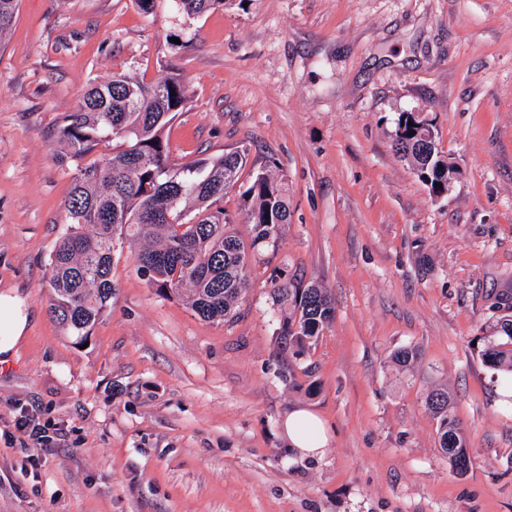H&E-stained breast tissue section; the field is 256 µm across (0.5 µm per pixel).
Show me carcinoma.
<instances>
[{
  "label": "carcinoma",
  "instance_id": "1",
  "mask_svg": "<svg viewBox=\"0 0 512 512\" xmlns=\"http://www.w3.org/2000/svg\"><path fill=\"white\" fill-rule=\"evenodd\" d=\"M232 2L175 0L188 15ZM18 5L19 0H0V36L12 26ZM187 102L176 74L146 83L120 73L88 88L76 111L64 117L59 139L77 172L64 202L67 231L50 257L49 310L68 335H89L112 307L115 237L141 243L138 272L158 293L183 295L200 318L228 322L250 286V254L276 243L289 223L288 181L274 161L251 173L231 213L224 209V195L239 182L248 148L180 164L171 159L163 130ZM392 141L433 195L448 192V175L456 169L434 148L431 121L399 113ZM103 142L112 144V153L80 164ZM241 216L252 226L248 241L233 229ZM271 295L284 311V348L304 351L334 319L332 299L318 284L285 279L274 283ZM497 333L500 341L481 357L512 374V315L500 318ZM450 404L445 388L426 398L438 421L439 447L463 474L470 458Z\"/></svg>",
  "mask_w": 512,
  "mask_h": 512
}]
</instances>
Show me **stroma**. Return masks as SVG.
Segmentation results:
<instances>
[{"mask_svg": "<svg viewBox=\"0 0 512 512\" xmlns=\"http://www.w3.org/2000/svg\"><path fill=\"white\" fill-rule=\"evenodd\" d=\"M170 74L189 97L173 158L275 159L290 221L213 323L112 254L111 309L79 344L49 262L76 174L57 129L90 84ZM431 120L459 174L433 196L392 148ZM320 283L335 318L283 349L273 279ZM0 294L31 315L0 364V512H512V403L480 350L512 306V0H245L186 16L134 0H20L0 43ZM416 348L409 368L394 353ZM448 386L471 460L438 447ZM319 416L321 458L282 433ZM52 428L42 446L15 425Z\"/></svg>", "mask_w": 512, "mask_h": 512, "instance_id": "stroma-1", "label": "stroma"}]
</instances>
